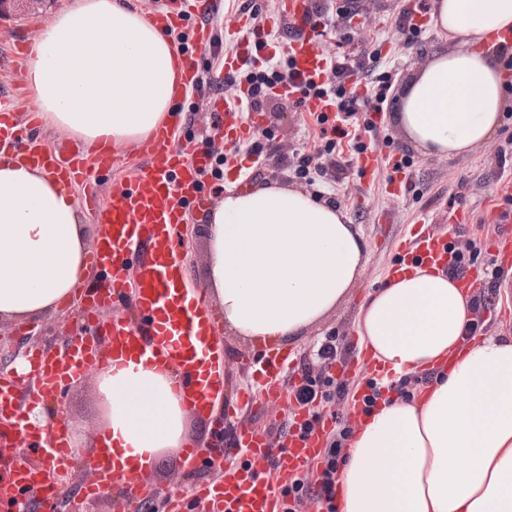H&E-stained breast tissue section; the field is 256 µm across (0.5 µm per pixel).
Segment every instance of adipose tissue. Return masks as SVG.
<instances>
[{
	"label": "adipose tissue",
	"mask_w": 512,
	"mask_h": 512,
	"mask_svg": "<svg viewBox=\"0 0 512 512\" xmlns=\"http://www.w3.org/2000/svg\"><path fill=\"white\" fill-rule=\"evenodd\" d=\"M435 28L462 49L434 54L406 87L398 123L416 148L459 157L485 142L507 103L495 38L512 0H434ZM25 74L47 123L86 143L144 141L172 110L177 47L129 0H73L35 38ZM71 190L0 158V321L56 311L85 276V227ZM208 225V297L224 327L258 343L318 323L360 275L365 243L344 214L307 191L227 192ZM473 297L443 267L414 264L369 293L360 344L410 398L363 410L339 466L341 512H512V336H472ZM173 376L143 366L99 377L97 443L133 467L179 453L190 416Z\"/></svg>",
	"instance_id": "1"
}]
</instances>
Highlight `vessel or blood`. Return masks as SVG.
I'll return each mask as SVG.
<instances>
[{
    "label": "vessel or blood",
    "instance_id": "1",
    "mask_svg": "<svg viewBox=\"0 0 512 512\" xmlns=\"http://www.w3.org/2000/svg\"><path fill=\"white\" fill-rule=\"evenodd\" d=\"M219 5V0H175L170 11L154 15L159 28L188 26L192 35L177 50L180 104L170 122L148 141L94 152L69 140L36 145L15 123L13 105L0 100V155L22 158L62 184L80 187L87 212L100 226L86 263L104 274L105 280L88 294L78 312L80 321L93 325L97 307L107 302L115 311L108 325L107 346L86 335L54 356L31 352L27 361L38 378L34 389H26L19 374L0 371V512H32L36 504L53 503L62 489V477L74 465L65 421H56L44 432L30 428L21 416L23 405L53 403L73 379L129 362L171 368L177 394L196 415L203 414L215 393L228 383L226 366L213 351L218 316L188 288L178 253V232L188 212L211 201V192L200 178L209 159L193 139L182 135L181 104L196 87L203 56L210 48L208 20ZM308 12L307 0H279L278 16L293 31L277 47L264 49L259 46L264 35L252 30L248 16L230 19L228 33L235 37L236 48L224 56L225 75L236 74L247 63L261 64L278 52L291 61L302 79L317 85L330 83L331 66L320 47L322 30ZM276 91L303 99L304 111L330 117L336 112V101L329 96L305 98L294 87L281 85ZM211 110L224 118L226 144L250 138L254 118L241 103L230 104L218 96ZM130 154L143 159V168L122 180L111 201H102L91 171L111 170ZM492 252L502 272L512 271V228L502 227L492 241ZM401 256L405 265L446 266L452 261L447 236L425 223L414 225ZM290 368L287 353L270 350L257 369L259 392H240L238 406L284 402L288 390L279 379ZM307 418L306 411L294 412L288 432L276 442L249 425H240L233 445L216 451L224 461L218 479L197 484L187 494L171 492L166 512H188L191 497L206 512H284V491L302 479L320 455L333 425L327 418L307 432L303 429ZM94 469L96 478L85 486V493L109 494L118 484H126L127 492L117 500L116 512H138L154 494L147 472L124 469L110 449L98 450Z\"/></svg>",
    "mask_w": 512,
    "mask_h": 512
}]
</instances>
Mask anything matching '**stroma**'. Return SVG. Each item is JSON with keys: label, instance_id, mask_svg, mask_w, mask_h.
<instances>
[{"label": "stroma", "instance_id": "35a3bbf8", "mask_svg": "<svg viewBox=\"0 0 512 512\" xmlns=\"http://www.w3.org/2000/svg\"><path fill=\"white\" fill-rule=\"evenodd\" d=\"M70 2L20 0L12 7L5 28L0 31V87L16 88L14 103L18 110L30 106L29 92L23 86L21 71L2 64L1 59L9 52L13 41L33 39L36 33L47 28L49 18L55 17ZM355 3L358 11L357 39L366 45H376L380 50L381 64L397 69L395 94H402L435 52L449 47L448 41L441 39L432 28L422 32L416 42H405L395 28V19L399 11L405 9L407 0H355ZM256 125L262 130L273 129L274 143L279 152L285 154L309 148L319 133L313 118L288 99L273 100L268 111L258 113ZM511 142L512 106L504 111L497 131L471 153L455 158L427 156L407 140L395 121L393 110L389 109L381 118L375 145L384 164L371 182H364L357 171L352 170L345 183L332 190L319 181L310 185L301 179H288L270 164L262 166L257 177L235 182L224 180L225 189L237 191L261 184L307 189L322 202L345 214L367 243L364 265L353 288L333 311L287 344L296 362L311 363L324 337L337 339V357L328 370L334 378L349 383L351 395L344 399L333 397L316 401L311 406L313 412L322 416L336 414L343 423L352 424L351 396L363 393L368 379L367 374L352 366L353 360L361 353L356 315L366 295L385 282L412 225L425 218L433 230L443 232L448 228L449 207L464 209L469 214V222L462 232L457 233V240L475 239L483 257H490V244L498 232V225L488 219V205L494 202L502 210L512 211V204L504 200L505 186L512 179V153L505 151ZM404 157L411 162L405 170L408 188L401 198L393 199L385 192L391 174L390 163ZM205 217V211L190 212L186 224L180 228V253L191 282L200 289L206 288L208 280ZM82 331L76 307L70 304L41 316L1 321L0 346L22 354L35 349L51 351L72 337L80 336ZM217 338L230 374V387L222 399L224 406L228 407L235 402L240 390L252 387V376L243 369L242 362L259 356L261 349L227 331L219 332ZM52 414L55 419L67 423L82 456H89L104 415L94 380H74L54 403ZM216 473V468L209 463L190 470L180 453L163 458L150 471V480L158 490L152 502L155 512H164L165 495L169 491L190 488L197 479H212Z\"/></svg>", "mask_w": 512, "mask_h": 512}]
</instances>
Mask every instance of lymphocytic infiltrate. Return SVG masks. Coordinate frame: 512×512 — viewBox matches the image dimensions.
I'll list each match as a JSON object with an SVG mask.
<instances>
[{"mask_svg":"<svg viewBox=\"0 0 512 512\" xmlns=\"http://www.w3.org/2000/svg\"><path fill=\"white\" fill-rule=\"evenodd\" d=\"M357 31L354 25H347L341 35L339 50L329 53L328 58L333 65L334 79L324 86L305 85L303 95H332L336 100L337 115L335 127H328L327 115H316L319 128L317 144L310 151L299 150L290 156L279 157L278 162L286 172L301 179L318 176L329 185L342 183L346 179L354 156L366 151L367 145L356 132L354 118L360 112H383L394 99L391 90L395 82L393 71L386 70L375 74L365 86L364 93L356 89L346 88L343 75L350 69H362L364 61H377L378 50L368 49L359 53L353 51L352 45ZM296 75L290 61L277 55L255 68L245 66L235 75L225 78V91L234 92L238 87L248 89V108L254 112L265 111L267 104L273 100L272 89L278 84L295 82ZM349 435L348 428L340 427L333 431L324 448L325 467L316 480L308 483L298 481L285 491L284 512H295L296 506L303 503L305 498L316 497L324 502H331L336 488V462L342 453L344 441Z\"/></svg>","mask_w":512,"mask_h":512,"instance_id":"obj_1","label":"lymphocytic infiltrate"}]
</instances>
